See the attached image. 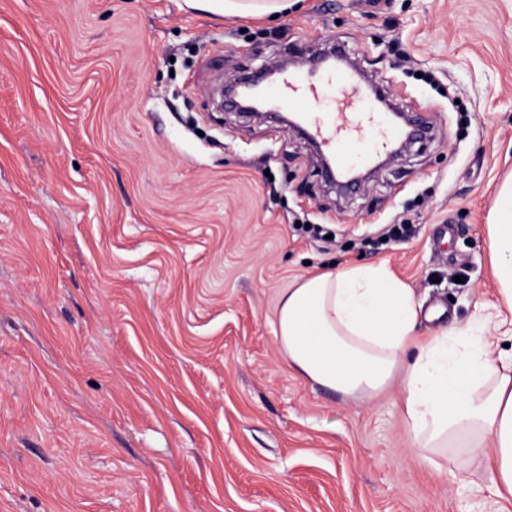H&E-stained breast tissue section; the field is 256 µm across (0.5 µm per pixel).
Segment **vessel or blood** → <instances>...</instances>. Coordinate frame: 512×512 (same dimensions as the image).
<instances>
[{
  "mask_svg": "<svg viewBox=\"0 0 512 512\" xmlns=\"http://www.w3.org/2000/svg\"><path fill=\"white\" fill-rule=\"evenodd\" d=\"M264 94L275 110L300 112L311 134L330 156L329 176L340 178L351 166L355 148L367 142L370 161L401 135L388 113L376 105L377 92L348 66L321 58L267 76Z\"/></svg>",
  "mask_w": 512,
  "mask_h": 512,
  "instance_id": "obj_1",
  "label": "vessel or blood"
}]
</instances>
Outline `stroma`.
I'll return each mask as SVG.
<instances>
[{
    "mask_svg": "<svg viewBox=\"0 0 512 512\" xmlns=\"http://www.w3.org/2000/svg\"><path fill=\"white\" fill-rule=\"evenodd\" d=\"M435 114L337 195L314 146L225 81L327 41ZM512 177V0H0V512H498L459 449L410 446L401 385L304 381L281 296L382 266L418 328L496 297L486 224ZM413 234L386 240L397 223ZM299 0H185L188 6L214 15L273 16Z\"/></svg>",
    "mask_w": 512,
    "mask_h": 512,
    "instance_id": "stroma-1",
    "label": "stroma"
}]
</instances>
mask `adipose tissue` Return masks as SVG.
<instances>
[{"mask_svg": "<svg viewBox=\"0 0 512 512\" xmlns=\"http://www.w3.org/2000/svg\"><path fill=\"white\" fill-rule=\"evenodd\" d=\"M214 15L272 16L289 0H186ZM501 300L485 322L420 337L411 288L385 268L354 266L300 278L277 313L281 349L305 381L371 397L402 382L411 446H455L476 460L497 495L512 499V354L487 328L512 334V183L488 224Z\"/></svg>", "mask_w": 512, "mask_h": 512, "instance_id": "adipose-tissue-1", "label": "adipose tissue"}]
</instances>
